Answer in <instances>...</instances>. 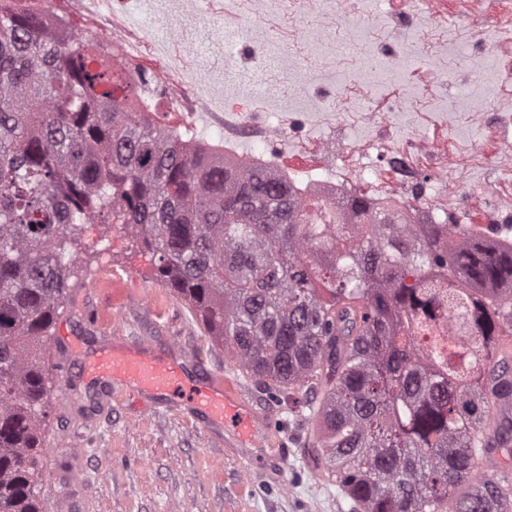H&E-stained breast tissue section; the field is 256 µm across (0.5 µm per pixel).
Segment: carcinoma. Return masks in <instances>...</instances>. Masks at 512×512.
<instances>
[{
	"label": "carcinoma",
	"mask_w": 512,
	"mask_h": 512,
	"mask_svg": "<svg viewBox=\"0 0 512 512\" xmlns=\"http://www.w3.org/2000/svg\"><path fill=\"white\" fill-rule=\"evenodd\" d=\"M97 40L0 5V512H41L70 237L126 224L157 280L288 413L352 512H512V246L448 224L348 228L271 168L231 169L132 111Z\"/></svg>",
	"instance_id": "obj_1"
}]
</instances>
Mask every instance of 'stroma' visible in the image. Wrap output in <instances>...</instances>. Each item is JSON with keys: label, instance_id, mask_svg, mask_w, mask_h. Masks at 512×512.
<instances>
[{"label": "stroma", "instance_id": "35a3bbf8", "mask_svg": "<svg viewBox=\"0 0 512 512\" xmlns=\"http://www.w3.org/2000/svg\"><path fill=\"white\" fill-rule=\"evenodd\" d=\"M482 42L471 47L465 64L445 89L448 109L435 113L424 134L444 133L451 112H480L488 103V57L512 39V27L483 19ZM202 49L181 68L192 99L190 112H159L154 121L184 129L185 139L210 142L224 114L225 73L235 62L221 59L222 19L198 29ZM375 135L366 125L336 127L314 112L298 113L290 132L271 138L270 161L311 167L305 146L317 141L337 147ZM71 247L73 290L46 346L53 388L42 427L43 512H350V502L320 469L309 448L311 424L287 421L284 409L236 367L223 346L205 335L189 305L160 285L152 253L122 224L103 219L82 225ZM110 341L135 344L181 361L187 375L208 371L235 388L272 428L265 447L242 452L225 433L195 421L186 406L164 397H141L129 389L97 391L86 380L65 377L79 350L96 351Z\"/></svg>", "mask_w": 512, "mask_h": 512}]
</instances>
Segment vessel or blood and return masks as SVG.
I'll return each instance as SVG.
<instances>
[{
  "label": "vessel or blood",
  "mask_w": 512,
  "mask_h": 512,
  "mask_svg": "<svg viewBox=\"0 0 512 512\" xmlns=\"http://www.w3.org/2000/svg\"><path fill=\"white\" fill-rule=\"evenodd\" d=\"M79 374L108 385L167 394L185 383L180 363L165 361L131 344H112L78 362ZM194 415L213 430L231 429L237 447H257L267 424L231 389L208 382L194 388Z\"/></svg>",
  "instance_id": "vessel-or-blood-1"
}]
</instances>
